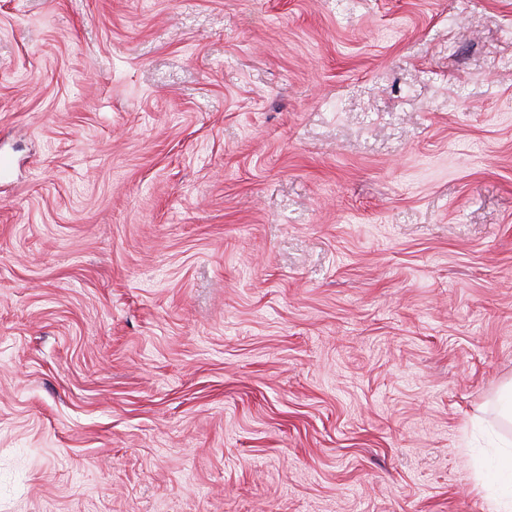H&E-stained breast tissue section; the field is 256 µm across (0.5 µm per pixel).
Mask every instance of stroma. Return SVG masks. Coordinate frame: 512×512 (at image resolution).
I'll return each instance as SVG.
<instances>
[{"instance_id": "35a3bbf8", "label": "stroma", "mask_w": 512, "mask_h": 512, "mask_svg": "<svg viewBox=\"0 0 512 512\" xmlns=\"http://www.w3.org/2000/svg\"><path fill=\"white\" fill-rule=\"evenodd\" d=\"M0 512H498L512 0H0Z\"/></svg>"}]
</instances>
